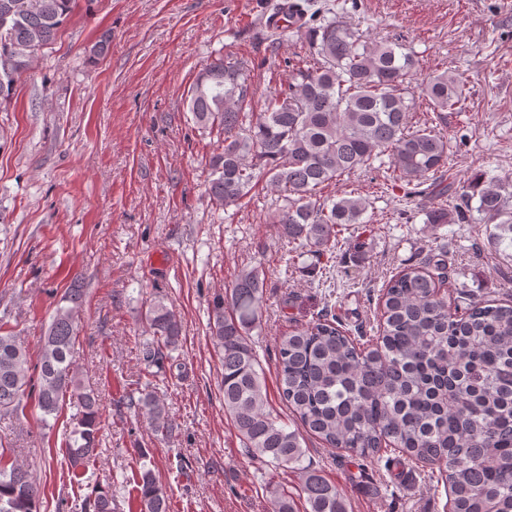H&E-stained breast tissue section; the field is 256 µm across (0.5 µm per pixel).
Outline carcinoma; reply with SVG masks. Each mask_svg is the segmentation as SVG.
<instances>
[{
  "instance_id": "cac0c4a2",
  "label": "carcinoma",
  "mask_w": 512,
  "mask_h": 512,
  "mask_svg": "<svg viewBox=\"0 0 512 512\" xmlns=\"http://www.w3.org/2000/svg\"><path fill=\"white\" fill-rule=\"evenodd\" d=\"M76 0H0V100L29 71L38 51L52 44ZM305 8L288 14L295 29ZM320 25L304 30L287 88L250 110V62L218 55L201 69L186 99L194 124L220 141L208 159L207 191L224 221L266 181L277 198L275 223L286 248L279 262L289 272L305 252L335 253L338 228L363 223L371 202L321 190L386 155L392 179L424 187L430 199L448 195L441 173L450 144L440 132L448 111L462 107L466 83L453 72L428 78L421 95L432 116L412 129L411 83L416 55L398 39L371 38L332 7ZM106 30L89 50L103 58ZM460 197L490 228L489 238L512 241V183L477 174ZM433 229L466 219L444 204L423 210ZM443 255L393 277L380 296L376 342L362 346L336 317L315 320L282 336L275 369L283 402L299 422L289 429L268 407L252 333L261 329L264 278L242 270L208 313L210 336L223 368L224 413L251 459L298 475L306 512H349L345 494L319 470L304 464L303 433L329 448L370 459L391 448L395 460L445 468L451 512H512V305L467 303L453 312L438 296L446 280ZM84 290L68 288L40 340L36 364L12 332L0 330V415L16 414L34 387L42 422L57 419L64 402L79 409L64 431L68 469L82 481L99 442V400L79 379L71 355ZM152 339L140 353L146 368L161 367L181 341L180 317L157 299L145 311ZM130 406L157 433L172 432L168 412L150 386L129 394ZM0 448V512H39L41 490L31 471ZM137 512H170L167 489L154 471L136 474ZM84 512H115L112 487H92ZM270 512H297L286 487L270 490Z\"/></svg>"
}]
</instances>
